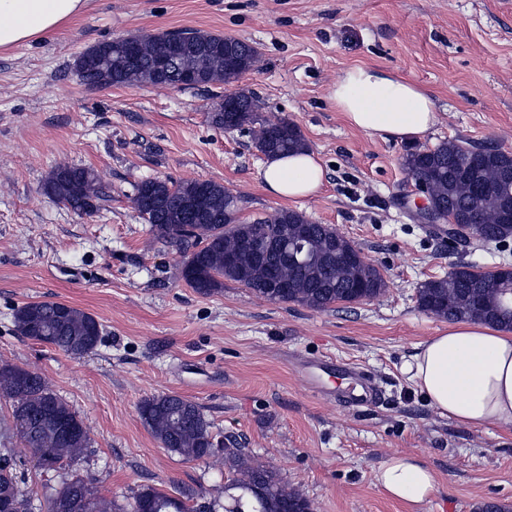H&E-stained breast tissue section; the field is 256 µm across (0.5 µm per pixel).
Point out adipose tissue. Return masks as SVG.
Listing matches in <instances>:
<instances>
[{"label":"adipose tissue","instance_id":"1","mask_svg":"<svg viewBox=\"0 0 512 512\" xmlns=\"http://www.w3.org/2000/svg\"><path fill=\"white\" fill-rule=\"evenodd\" d=\"M88 0H0V49L63 28ZM345 122L384 140L415 141L439 121L433 97L410 80L372 66L347 69L329 90ZM325 171L309 151L268 159L260 171L270 195L296 200L317 194ZM411 381L440 416L473 427L512 425V333L479 321H457L417 345L405 363ZM375 483L412 507L437 490L435 472L416 456L395 453Z\"/></svg>","mask_w":512,"mask_h":512}]
</instances>
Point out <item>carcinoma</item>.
<instances>
[{
	"label": "carcinoma",
	"instance_id": "carcinoma-1",
	"mask_svg": "<svg viewBox=\"0 0 512 512\" xmlns=\"http://www.w3.org/2000/svg\"><path fill=\"white\" fill-rule=\"evenodd\" d=\"M183 40L189 51L157 65L168 43ZM136 60L127 61L112 41L98 43L75 61L88 86L182 88L188 74L202 86L229 84L259 61L258 50L240 39L196 30L166 31L132 37ZM261 102L245 89L224 93L209 112L218 127L244 130L255 149L266 157L308 147L299 128L286 119L260 118ZM458 143L447 140L432 148L412 149L402 158L411 180H422L435 206L456 223L492 240L512 238V152L482 148L464 160ZM143 221L154 236L183 250L180 275L196 293L210 296L229 281L274 303H298L323 310L338 303H355L363 294L377 298L387 282L380 271L358 262V254L336 229L315 224L302 212L282 209L274 215L244 222L236 217L237 197L210 180L170 182L146 179L137 186ZM44 193L74 211L90 214L107 201L98 172L90 167L58 165L44 184ZM273 225V240L265 252L252 241L265 225ZM419 306L447 320H481L512 330V276L478 273L461 264L448 275L424 282L417 291ZM19 335L49 344L70 356L91 353L100 342L101 324L84 310L64 302L34 301L19 306L13 316ZM0 399L12 402L20 439L44 473L53 472L58 486L49 487L47 512H116L87 478L65 472V466L89 447V431L69 404L45 378L8 361H0ZM140 419L161 445L187 461H205L211 453V424L202 408L178 395L150 397L139 406ZM70 423L62 437L53 420ZM224 449L229 478L224 512H308L306 497L284 481L279 470L259 463L233 436ZM14 449L0 448V494L12 496L19 512H33L32 495L21 490L24 479L13 467ZM195 492L174 496L156 486L141 489L132 509L142 512H196L188 506Z\"/></svg>",
	"mask_w": 512,
	"mask_h": 512
}]
</instances>
